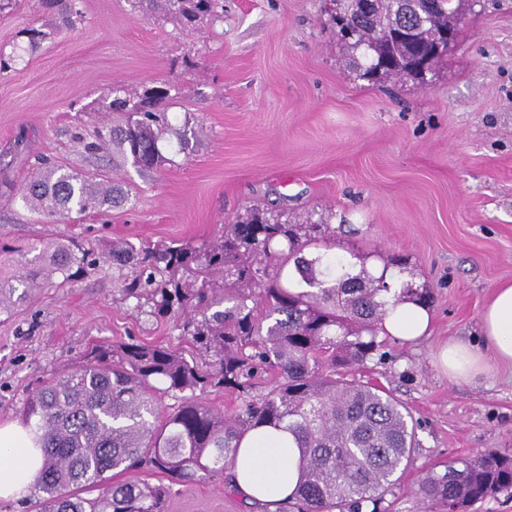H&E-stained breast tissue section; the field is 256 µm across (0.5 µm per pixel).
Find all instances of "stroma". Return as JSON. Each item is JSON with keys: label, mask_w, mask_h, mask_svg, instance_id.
<instances>
[{"label": "stroma", "mask_w": 512, "mask_h": 512, "mask_svg": "<svg viewBox=\"0 0 512 512\" xmlns=\"http://www.w3.org/2000/svg\"><path fill=\"white\" fill-rule=\"evenodd\" d=\"M79 18L55 24L40 0L0 17V46L54 24L36 52L0 74V158L15 186L36 157L78 172L105 169L127 203L63 224L0 197V276L21 248L61 236L104 246L219 237L253 208L333 230V254L380 253L409 282L433 290L429 335L391 340L394 362L361 381L392 390L418 419L419 448L386 502L422 512L416 482L452 459L512 450V368L489 363L452 381L439 348L481 346L480 314L512 281V0H477L432 82L353 80L322 0H224L223 18L182 30L134 0H77ZM179 87L168 112L188 131L163 144L170 165L138 172L80 145L118 115L91 111L115 85ZM111 266L64 288H45L0 311V425L20 420L38 379L66 372L94 343L129 338L184 348L172 321L136 315ZM166 512H263L222 484L173 494Z\"/></svg>", "instance_id": "obj_1"}]
</instances>
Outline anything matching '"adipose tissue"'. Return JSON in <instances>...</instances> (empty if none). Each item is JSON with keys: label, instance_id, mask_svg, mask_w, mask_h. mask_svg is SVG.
Wrapping results in <instances>:
<instances>
[{"label": "adipose tissue", "instance_id": "adipose-tissue-1", "mask_svg": "<svg viewBox=\"0 0 512 512\" xmlns=\"http://www.w3.org/2000/svg\"><path fill=\"white\" fill-rule=\"evenodd\" d=\"M429 310L406 302L389 308L385 330L410 342L424 336ZM483 346L446 343L440 360L450 378L476 375L484 355L512 367V283L495 288L480 317ZM300 451L291 434L270 426L250 430L241 440L231 468L232 486L249 502L276 503L290 497L300 477ZM42 455L30 430L20 423L0 427V497L26 492L41 467Z\"/></svg>", "mask_w": 512, "mask_h": 512}]
</instances>
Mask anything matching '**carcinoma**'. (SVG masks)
Listing matches in <instances>:
<instances>
[{
	"instance_id": "1",
	"label": "carcinoma",
	"mask_w": 512,
	"mask_h": 512,
	"mask_svg": "<svg viewBox=\"0 0 512 512\" xmlns=\"http://www.w3.org/2000/svg\"><path fill=\"white\" fill-rule=\"evenodd\" d=\"M157 17L190 28L218 19L223 0H135ZM69 24L75 0H42ZM473 0H425L404 8L397 0H343V22L354 36L338 39L356 80L424 79L419 61L436 71L448 56L434 46L440 34L457 42ZM397 37L385 41L380 32ZM30 51L51 32L23 31ZM171 87L123 90L102 111L122 122L104 127L84 151L112 150L154 173L170 162L159 143L186 133L169 123ZM25 205L45 216L78 223L89 212L118 207L128 193L110 180L42 162L20 190ZM319 225L270 221L260 212L224 225V234L199 247L112 242L100 253L72 240L44 242L16 274L0 278V309L38 288L71 283L101 262L131 275L120 281L134 311L174 317L191 357L174 347L133 340L95 344L71 370L27 395L24 425L43 452L33 486L41 512H166L174 487L226 480L244 434L271 425L290 433L300 449L301 476L275 512H386L385 495L418 447L419 424L383 387L350 377L353 369L393 359L385 351L387 306L430 304L428 288L394 290L362 265L326 253V238L305 233ZM209 389L238 392L230 413L202 398ZM175 398L168 407L164 399ZM145 473L138 481L121 476ZM512 489V453L489 451L450 460L417 483L424 512H469L480 500Z\"/></svg>"
}]
</instances>
